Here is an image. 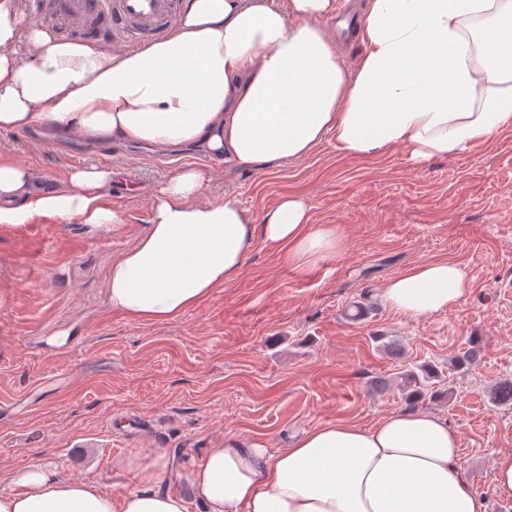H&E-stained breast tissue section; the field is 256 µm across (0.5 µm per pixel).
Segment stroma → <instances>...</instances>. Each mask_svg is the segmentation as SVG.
<instances>
[{
    "label": "stroma",
    "mask_w": 512,
    "mask_h": 512,
    "mask_svg": "<svg viewBox=\"0 0 512 512\" xmlns=\"http://www.w3.org/2000/svg\"><path fill=\"white\" fill-rule=\"evenodd\" d=\"M103 150L0 134L1 158L53 185L75 168H112V206L125 218L106 231L76 221L0 229V492L32 461L112 491L127 481L113 462L139 451L180 463L229 431L283 448L306 428L368 426L409 406L382 379L429 364L449 374L453 394L417 407L458 429L487 512H512L492 469L512 450V406L490 398L512 379V129L426 164L400 148L343 156L329 140L305 159L258 171L207 157L198 141ZM184 166L205 172L203 200L233 193L258 221L283 195L303 197L313 223L335 227L341 251L298 268L259 244L237 281L176 320L142 323L113 311L105 297L112 261L137 242L153 197ZM433 261L465 275L455 309L407 319L379 304L389 278ZM364 295L376 311L346 319ZM474 341L479 356L453 372ZM391 342L400 356L385 352Z\"/></svg>",
    "instance_id": "stroma-1"
}]
</instances>
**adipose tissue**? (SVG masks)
<instances>
[{"mask_svg":"<svg viewBox=\"0 0 512 512\" xmlns=\"http://www.w3.org/2000/svg\"><path fill=\"white\" fill-rule=\"evenodd\" d=\"M337 0H184L167 36L125 51L66 39L0 0V132L45 124L90 137L156 145L207 137L226 163H292L324 140L338 153L395 148L417 162L465 155L512 128V0H366L354 71L323 28ZM34 169L0 160V228L122 223L109 202L112 170L70 171L41 187ZM203 171L177 170L155 196L134 246L113 260L107 301L140 322L175 320L235 282L257 243L304 267L340 247L300 196L254 222L231 194L201 200ZM462 270L409 267L381 290L408 318L454 309ZM131 484L106 492L31 462L0 512H487L446 417L412 408L365 427L303 430L288 447L225 434L162 487V452L119 462Z\"/></svg>","mask_w":512,"mask_h":512,"instance_id":"ef3b65f1","label":"adipose tissue"}]
</instances>
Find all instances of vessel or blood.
I'll return each instance as SVG.
<instances>
[{
  "instance_id": "obj_1",
  "label": "vessel or blood",
  "mask_w": 512,
  "mask_h": 512,
  "mask_svg": "<svg viewBox=\"0 0 512 512\" xmlns=\"http://www.w3.org/2000/svg\"><path fill=\"white\" fill-rule=\"evenodd\" d=\"M178 0H43L45 22L83 33L94 32L100 40L119 34L130 42L162 36L173 22Z\"/></svg>"
}]
</instances>
